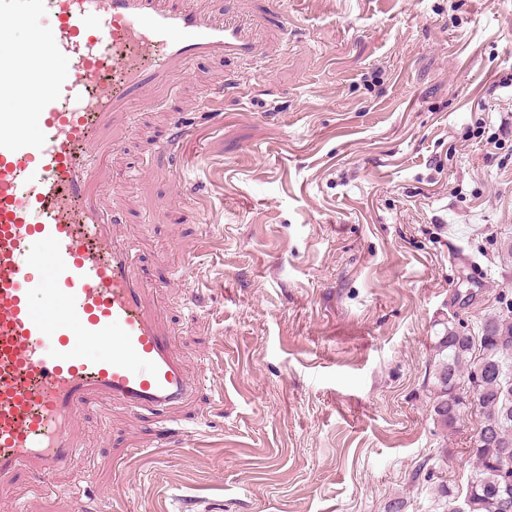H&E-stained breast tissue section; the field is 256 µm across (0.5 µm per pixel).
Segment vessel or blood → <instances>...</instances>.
I'll use <instances>...</instances> for the list:
<instances>
[{
	"label": "vessel or blood",
	"mask_w": 512,
	"mask_h": 512,
	"mask_svg": "<svg viewBox=\"0 0 512 512\" xmlns=\"http://www.w3.org/2000/svg\"><path fill=\"white\" fill-rule=\"evenodd\" d=\"M184 0H0V483L66 472L91 400L164 410L193 391L101 190L113 115L135 112L197 56L247 64L256 29ZM48 32L14 46L20 26ZM103 342L107 356L84 345Z\"/></svg>",
	"instance_id": "vessel-or-blood-1"
}]
</instances>
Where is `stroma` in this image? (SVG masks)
Here are the masks:
<instances>
[{"label": "stroma", "mask_w": 512, "mask_h": 512, "mask_svg": "<svg viewBox=\"0 0 512 512\" xmlns=\"http://www.w3.org/2000/svg\"><path fill=\"white\" fill-rule=\"evenodd\" d=\"M283 7L239 0L276 42L259 68L194 58L109 131L114 233L196 391L89 405L68 473L0 486V512H435L437 483L465 491L480 413L441 436L428 373L437 320L512 301V0Z\"/></svg>", "instance_id": "stroma-1"}]
</instances>
